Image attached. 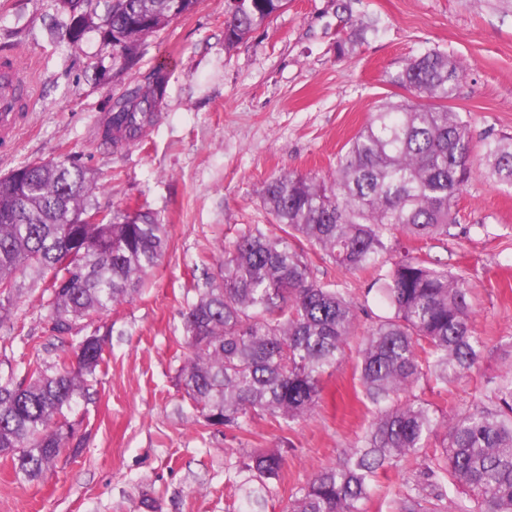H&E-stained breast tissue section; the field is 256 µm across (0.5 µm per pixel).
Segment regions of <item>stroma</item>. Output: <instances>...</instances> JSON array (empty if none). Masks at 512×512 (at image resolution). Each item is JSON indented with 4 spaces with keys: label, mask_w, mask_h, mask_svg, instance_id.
<instances>
[{
    "label": "stroma",
    "mask_w": 512,
    "mask_h": 512,
    "mask_svg": "<svg viewBox=\"0 0 512 512\" xmlns=\"http://www.w3.org/2000/svg\"><path fill=\"white\" fill-rule=\"evenodd\" d=\"M225 0H199L190 14L146 36L137 65L113 74L109 47L88 30L77 45L55 25L56 0H0V56H14L34 85L25 121L0 152V175L24 162L64 159L87 170L104 210L148 204L167 224L169 247L146 289L96 318L107 333L106 364L90 397L66 412L75 434L48 476L16 481L0 462V512H227L239 499L228 463L241 451L281 449L283 479L263 512H283L304 484L357 442L375 413L361 397L359 357L348 345L327 376L323 399L307 418L270 416L248 431L206 425L176 382L188 354L182 315L192 283L216 274L225 242L259 226L274 229L261 193L273 176L329 175L347 141L371 112L405 90L391 75L436 50L467 69L456 111L474 139L512 136V0H289L265 27L224 45ZM378 18L357 34L355 21ZM169 63L166 97L143 136L112 145L98 127L113 102ZM447 244L429 242L473 286V326L487 341L478 373L448 386L421 384L417 395L442 414L482 399L484 380L504 368L512 336V189L473 176L457 205ZM320 281L334 284L371 316L385 305L367 295L370 274L350 273L312 254ZM42 287L24 294L0 327V371L24 376L30 360L71 355L90 333L65 334L45 318Z\"/></svg>",
    "instance_id": "35a3bbf8"
}]
</instances>
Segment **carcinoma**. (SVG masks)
Wrapping results in <instances>:
<instances>
[{
    "mask_svg": "<svg viewBox=\"0 0 512 512\" xmlns=\"http://www.w3.org/2000/svg\"><path fill=\"white\" fill-rule=\"evenodd\" d=\"M68 39L80 19L111 49L116 74L138 61L143 37L172 20L171 0H56ZM288 0H226L224 44L232 48L269 24ZM466 67L437 51L406 63L391 84L416 103L370 114L338 155L333 176L282 174L262 199L278 233L255 227L225 244L219 278L195 289L183 314L189 355L177 384L209 426L245 430L255 416L287 423L322 401L323 376L360 337L359 381L376 408L364 436L340 459L292 490L285 512H364L378 471L412 463L395 494L396 512H512V362L485 382V399L452 416L413 390L422 380L449 384L481 363L486 341L472 322V286L445 264L410 254L407 241L453 236L462 188L479 169L512 185V137L473 143L468 121L448 105ZM169 68L112 106L104 137L140 138L163 98ZM429 103L423 104L421 100ZM97 183L65 160L32 161L0 176V327L26 281H47L46 317L59 332L91 322L144 286L167 246V228L142 205L108 216L91 204ZM356 273L375 271L368 291L389 309L368 329L361 307L317 280L308 251ZM398 258L385 267L383 256ZM104 363V340L86 337L74 356L28 363L21 379L0 376V459L16 478L43 479L72 438L63 410L88 392ZM439 449L423 454L431 441ZM270 449L238 468L241 512L281 478ZM467 498L453 500L445 484Z\"/></svg>",
    "mask_w": 512,
    "mask_h": 512,
    "instance_id": "cac0c4a2",
    "label": "carcinoma"
}]
</instances>
